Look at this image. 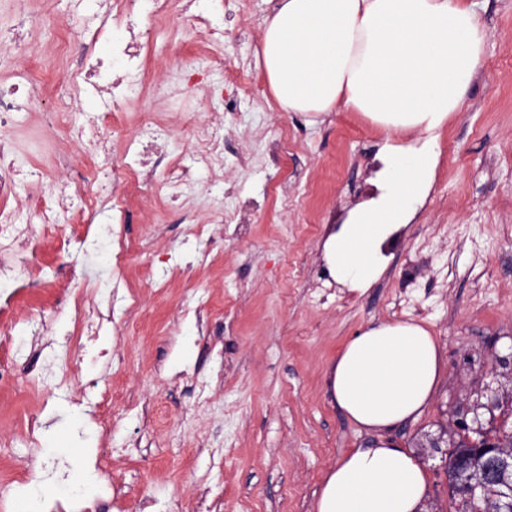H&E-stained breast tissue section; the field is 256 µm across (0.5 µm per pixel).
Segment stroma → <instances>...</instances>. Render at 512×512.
<instances>
[{"label": "stroma", "instance_id": "stroma-1", "mask_svg": "<svg viewBox=\"0 0 512 512\" xmlns=\"http://www.w3.org/2000/svg\"><path fill=\"white\" fill-rule=\"evenodd\" d=\"M39 0H0V35L23 33L28 59L0 56V77L32 70L58 106H77L69 138L44 145V102L24 107L13 129L17 186L0 209L16 223L36 222L27 171L46 182L78 177L81 149L101 121L96 102L75 85L59 87L65 66L52 55L62 20L102 12V0H53L41 27L23 25ZM486 30L481 74L469 103L438 137L432 194L415 224L399 236L387 272L365 293L328 274L322 246L348 211L367 200L385 135L359 113L287 112L256 65L269 0H201L175 15L145 57L154 92L126 106L113 128L107 159L121 165L141 111L160 113L173 157L190 166L193 185L180 199L195 209L202 240L160 223L171 202L163 173L149 196L132 200L124 231L131 259L111 249L71 254L99 295L118 291L135 301L134 330L110 337L111 370L86 363L84 379L108 382L112 422L97 426L96 396L69 404L61 387L42 416L41 445L59 441L86 454L91 470L109 475L124 512H197L200 497L220 512H314L324 474L346 452L374 436L348 421L328 393L340 346L369 324L425 323L443 362L440 384L424 413L395 427L391 440L414 453L429 476L427 512H457L441 453L429 440L454 429L473 404L484 427L512 422V400L486 407V386L512 387V0H476ZM209 113L225 140L224 163L206 167L196 155L190 118ZM226 211L229 220L213 221ZM36 267L13 257L26 288L0 333L12 331L20 365L44 372L15 318L37 306L52 338L69 325L62 301L71 288L56 281V242H33ZM189 267L159 275L158 263ZM188 301L192 311L179 313ZM212 385L208 406L196 383ZM111 448L113 457L100 456Z\"/></svg>", "mask_w": 512, "mask_h": 512}]
</instances>
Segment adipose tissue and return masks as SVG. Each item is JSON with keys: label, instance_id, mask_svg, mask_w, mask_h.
<instances>
[{"label": "adipose tissue", "instance_id": "obj_1", "mask_svg": "<svg viewBox=\"0 0 512 512\" xmlns=\"http://www.w3.org/2000/svg\"><path fill=\"white\" fill-rule=\"evenodd\" d=\"M271 2L258 58L278 105L302 113L341 105L387 138L375 195L323 244L336 282L364 292L386 271L398 233L429 195L439 132L480 75L486 34L466 0ZM400 136L414 137V145L397 144ZM441 374L435 337L412 320L370 325L342 345L330 393L376 439L327 471L315 512H423L427 473L386 433L421 416Z\"/></svg>", "mask_w": 512, "mask_h": 512}]
</instances>
